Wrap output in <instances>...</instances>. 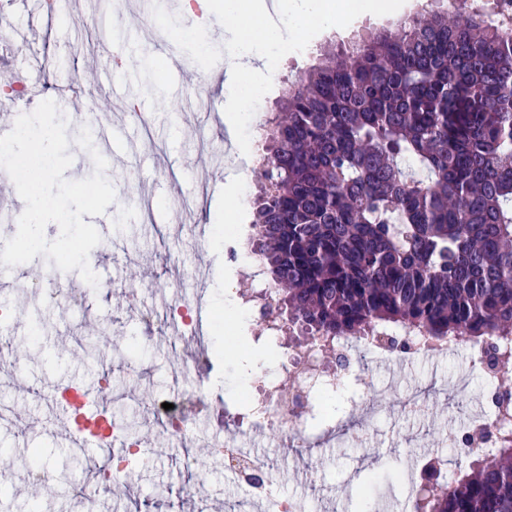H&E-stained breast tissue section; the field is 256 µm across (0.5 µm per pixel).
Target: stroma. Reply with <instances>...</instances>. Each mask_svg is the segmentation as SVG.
I'll list each match as a JSON object with an SVG mask.
<instances>
[{"mask_svg":"<svg viewBox=\"0 0 512 512\" xmlns=\"http://www.w3.org/2000/svg\"><path fill=\"white\" fill-rule=\"evenodd\" d=\"M8 42L0 45V77L36 82L24 107L32 112L46 99L57 101L68 119V148L73 161L64 176L87 178L94 171L90 154L76 137L85 126L61 89H78L81 98H108L113 70L107 53H125L126 95L109 100L106 118L124 129L130 100L143 103L147 126H133L115 144L96 141L108 162L116 200L91 222L101 235L95 272L101 284L85 294L81 305H46L27 288L29 280L61 275L75 282L78 271L57 273L46 263L17 265L10 284L0 291L16 309L14 346L0 361V512H25L36 497L55 498V512H86L71 486L96 494L95 512H229L239 489L224 473V460L211 446L223 437L207 416L194 417V446L172 445L145 404L176 390L200 391L225 415H246L241 392L252 369L284 376L288 350L260 334L261 320L246 309L219 312V288L250 292L241 265L231 260L211 234L197 235L199 225L214 226L232 215L236 232L251 229V215L240 194L259 185L244 180L236 159L251 138L249 122L227 129L230 103L224 89L229 65L243 53L224 18V0H209L206 14L189 13L184 0H57L48 15L42 0H6ZM382 17L351 20L340 29L305 30L295 35L288 56L275 60L276 80L262 86L267 106H274L294 77L315 59L313 49L336 45L366 26H382ZM204 295L210 315L201 342L156 328L144 330V307L162 309L181 297ZM93 337L94 357L76 347ZM208 350L203 373L185 371L200 348ZM85 385L125 407L140 421V437L152 462L130 472L123 491L97 487L85 459L90 451L73 449L57 416L56 394L67 385ZM493 392L470 364L468 345L458 342L442 353L399 362L389 374L383 360L351 358L350 371L337 387L331 424L341 426L334 440L295 452L276 446L271 434L255 437L252 452L265 455L279 491L325 512H373L398 501L397 473L426 462L431 450L454 457L444 442L449 422H462ZM424 397V415L405 413L402 401ZM51 474L49 483L31 488L19 467L31 449Z\"/></svg>","mask_w":512,"mask_h":512,"instance_id":"obj_1","label":"stroma"}]
</instances>
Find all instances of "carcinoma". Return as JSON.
Masks as SVG:
<instances>
[{
  "instance_id": "obj_1",
  "label": "carcinoma",
  "mask_w": 512,
  "mask_h": 512,
  "mask_svg": "<svg viewBox=\"0 0 512 512\" xmlns=\"http://www.w3.org/2000/svg\"><path fill=\"white\" fill-rule=\"evenodd\" d=\"M254 246L300 336L491 343L512 404V33L431 8L288 81L266 119ZM413 512H512V429Z\"/></svg>"
}]
</instances>
